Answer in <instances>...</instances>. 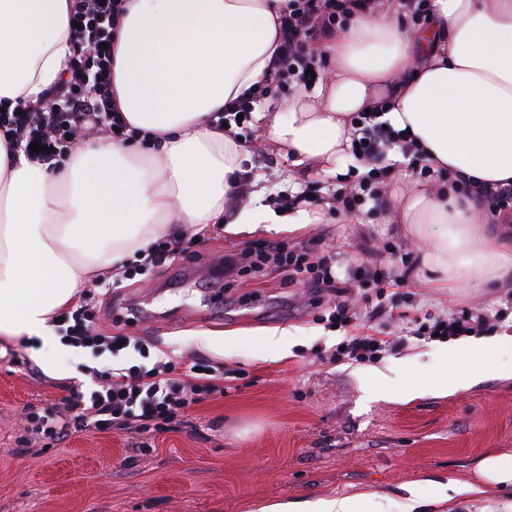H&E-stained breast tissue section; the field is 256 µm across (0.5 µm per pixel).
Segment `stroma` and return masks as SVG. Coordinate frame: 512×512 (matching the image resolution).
I'll return each instance as SVG.
<instances>
[{"label":"stroma","instance_id":"1","mask_svg":"<svg viewBox=\"0 0 512 512\" xmlns=\"http://www.w3.org/2000/svg\"><path fill=\"white\" fill-rule=\"evenodd\" d=\"M245 192L259 188L263 201L288 215L291 197L326 205L338 186L361 177L353 158L335 175L318 177L293 164L269 141L260 122L239 128ZM395 201L361 212L326 210L323 221L288 232L250 224L237 234L223 225L194 233L184 224L169 233L194 238L198 256L144 269L129 259L130 277L120 290L100 296L97 328L151 343V358L200 355L223 363L224 392L190 411L179 430L158 435L142 453L121 433L79 434L39 456L21 453L16 419L28 405L47 406L65 394L83 366L141 363L135 348L118 357L89 351L61 352L55 370L40 363L36 340L0 337V512H249L257 501L314 500L357 492L386 496L387 512H404L402 488L429 478L442 483L478 482L476 466L487 453L512 454V380H486L447 397L402 402L370 398L372 369L405 362L391 385L424 380L440 369L459 375L462 362H447L444 341L406 335L401 324L378 330L398 346L379 358H335L349 337L369 333L367 321L345 328L325 321L333 298L305 285H288L280 269L264 274L227 270L224 260L257 242L291 245L320 237L326 251L350 265L390 264L380 243H421L392 220ZM413 262L404 295L415 309L434 315L483 312L491 333L512 330V290L438 287ZM291 329L287 354L269 355L264 332ZM23 365L11 362L12 356Z\"/></svg>","mask_w":512,"mask_h":512}]
</instances>
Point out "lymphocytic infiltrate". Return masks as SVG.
<instances>
[{
  "label": "lymphocytic infiltrate",
  "instance_id": "obj_1",
  "mask_svg": "<svg viewBox=\"0 0 512 512\" xmlns=\"http://www.w3.org/2000/svg\"><path fill=\"white\" fill-rule=\"evenodd\" d=\"M124 0H72L71 22L78 25V37L66 74L47 89L39 106L0 113V127L9 135L15 149L30 159L54 169L60 158L71 153L80 139L97 134L107 141L131 140L127 124L114 112L108 72L112 53L106 45L125 11ZM378 0H291L287 14L278 23L280 53L271 65L270 80L277 85L310 82L312 71L322 62L312 50L320 38L341 30L354 14L371 9ZM38 151H31V143ZM352 154L364 166L366 177L355 185L338 189L336 208L356 213L366 201L383 200V184L388 176L379 161L391 148L409 156L412 167L430 174L418 149L401 132L372 125L353 139ZM233 265L261 272L275 264L289 282L305 283L314 292H331L336 304L331 316L340 326H348L359 314L348 300L347 279L337 276L336 255H318L316 245L300 248L281 243H262L237 253ZM488 319L481 313L449 314L433 323L419 325L418 337L476 336L485 331ZM65 345L87 348L101 355L119 354L123 336H106L96 329L94 306L85 303L56 316ZM141 365L131 367L87 368L86 380H74L66 394L48 407L26 406L21 414L22 433L17 438L24 452L38 455L50 447L65 444L79 433L118 432L136 439L143 449L152 448L158 434L183 424L189 408L205 398L223 393L224 370L197 358L186 367L171 360L150 361V347L140 344Z\"/></svg>",
  "mask_w": 512,
  "mask_h": 512
}]
</instances>
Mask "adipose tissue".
I'll list each match as a JSON object with an SVG mask.
<instances>
[{"instance_id": "1", "label": "adipose tissue", "mask_w": 512, "mask_h": 512, "mask_svg": "<svg viewBox=\"0 0 512 512\" xmlns=\"http://www.w3.org/2000/svg\"><path fill=\"white\" fill-rule=\"evenodd\" d=\"M71 0H0V99L37 103L72 55ZM112 41V105L130 129L160 135L157 153L92 136L63 168L29 160L0 135V335L28 336L53 367L52 317L93 275L143 255L168 225L239 232L283 218L253 193L226 215L241 147L216 123L225 104L270 73L288 0H125ZM428 27L396 6L355 15L314 48L320 84L257 112L267 137L316 174H335L364 111L405 131L428 165L476 186L512 185V0H431ZM397 220L424 247L426 276L503 288L512 240L488 234L477 199L419 182L394 188ZM478 375L512 379V336L451 345ZM478 485V484H477ZM477 485L415 482L405 512L445 504Z\"/></svg>"}]
</instances>
